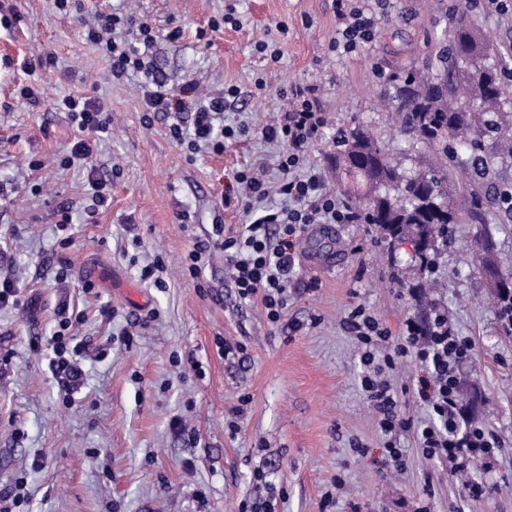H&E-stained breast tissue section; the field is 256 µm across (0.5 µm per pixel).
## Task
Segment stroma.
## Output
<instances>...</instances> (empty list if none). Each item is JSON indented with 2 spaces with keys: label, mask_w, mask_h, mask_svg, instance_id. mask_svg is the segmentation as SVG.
Wrapping results in <instances>:
<instances>
[{
  "label": "stroma",
  "mask_w": 512,
  "mask_h": 512,
  "mask_svg": "<svg viewBox=\"0 0 512 512\" xmlns=\"http://www.w3.org/2000/svg\"><path fill=\"white\" fill-rule=\"evenodd\" d=\"M79 2L80 13L64 14L53 0H0L10 21L0 25V274H14L20 289L18 305L0 307V512H239L264 501L272 512H512V336L488 307L466 247L488 230L502 273L512 275V221L501 208L490 207L487 227L457 226L455 243L435 255L439 286L422 303L407 244L391 256L372 226H310L287 308L270 324L260 302L240 301L223 251L212 250L200 279L183 266L213 225L246 223L242 208L224 203L232 176L248 167L275 179L279 147L255 135L220 154L190 152L164 116L144 123L136 77L112 80L84 32L102 8L148 22L160 37L156 66L175 88L247 91L263 76L266 93L227 111L231 124L274 123L288 107L282 90L316 85L329 126L311 159L333 190V139L356 121L404 170L429 159L388 119L378 93L387 74L420 66L426 45L450 38L446 14L462 0H384L375 40L351 54L331 49L334 0ZM231 3L242 28H211ZM470 12L489 40L483 64L507 72L512 89V10ZM175 30L179 39L169 40ZM271 39L282 51L274 65L255 51ZM49 54L54 65L38 66ZM26 61L35 70L22 71ZM21 83L42 87L43 99L20 98ZM68 94L112 114L89 158L110 197L90 220L86 169L59 164L80 136L53 104ZM157 258L161 288L140 277ZM358 304L396 336L437 307L471 340L473 356L458 369L460 406L464 422L496 440L491 454L459 474L424 458L406 431L396 436L404 465H393L361 389L358 341L342 327ZM60 330L87 349L74 389L50 366ZM226 343L244 350L224 357ZM425 374L412 357L385 373L401 414L416 421L428 418L415 396ZM259 470L265 481L255 480Z\"/></svg>",
  "instance_id": "obj_1"
}]
</instances>
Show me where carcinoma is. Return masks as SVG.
I'll use <instances>...</instances> for the list:
<instances>
[{
    "instance_id": "cac0c4a2",
    "label": "carcinoma",
    "mask_w": 512,
    "mask_h": 512,
    "mask_svg": "<svg viewBox=\"0 0 512 512\" xmlns=\"http://www.w3.org/2000/svg\"><path fill=\"white\" fill-rule=\"evenodd\" d=\"M485 45L471 16L453 18V39L438 44L422 67L395 71L381 96L394 107L402 134L425 146L434 161L412 172L402 170L392 154L352 124L336 141V167L367 188L363 202L352 205L360 223L377 227L380 241L394 246L406 236L423 243L416 254L424 280L431 279V250L455 242V225L486 224L495 197L485 189L490 160L512 158V122L500 112L502 88L497 70L478 63ZM462 182L458 201L448 186V162ZM493 253L484 236L475 256L485 271ZM496 316L512 335V291L494 289Z\"/></svg>"
}]
</instances>
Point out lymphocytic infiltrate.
<instances>
[{
    "label": "lymphocytic infiltrate",
    "mask_w": 512,
    "mask_h": 512,
    "mask_svg": "<svg viewBox=\"0 0 512 512\" xmlns=\"http://www.w3.org/2000/svg\"><path fill=\"white\" fill-rule=\"evenodd\" d=\"M339 27L331 47L343 53L354 52L376 37L377 16L366 0H336ZM86 39L98 46L109 64L110 74L120 81L129 76L139 79L144 111L163 114L168 131L177 143L191 149L222 153L226 144L251 135L279 145V176L268 184L253 169L236 171L235 197L249 224L228 231L223 225L212 227L209 237L197 243L185 259L190 278H200L212 249L222 250L232 270L240 300H260L270 323H279L287 305L288 284L295 268L296 249L303 233L314 224H352L354 213L344 200L327 189L320 167L310 160L313 146L322 138L328 119L316 96L317 88L295 83L285 90L288 108L276 123L259 128L240 123L230 125L224 113L240 90L231 85L223 94L203 96L195 82L182 84L172 93L167 81L156 71L155 51L159 36L151 25L114 11H98L88 24ZM56 106L67 112L82 137L70 147L62 163L86 166L92 154L87 138L107 133L112 114L95 99L66 95ZM191 121H184L183 112ZM344 328L356 336L362 347L365 371L362 390L379 416L382 432L414 431L424 457L445 460L455 468H466L476 455L489 452L492 442L480 428L461 426L459 407V366L472 356V347L457 336L442 312H435L429 330L407 321L402 335L392 336L363 305L351 308ZM415 357L427 375L419 379L417 396L429 411L428 422H414L397 410V399L384 377L406 357Z\"/></svg>",
    "instance_id": "f902f5d3"
}]
</instances>
